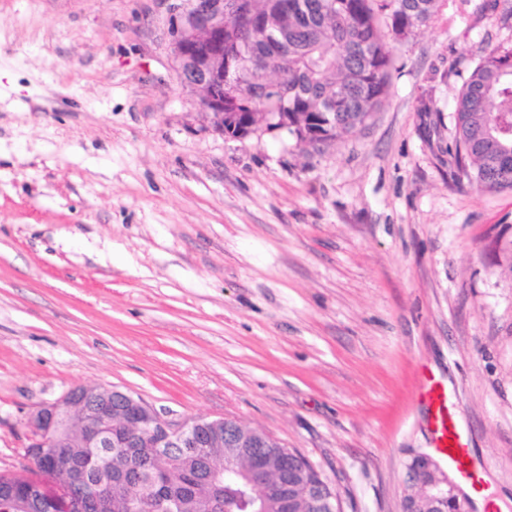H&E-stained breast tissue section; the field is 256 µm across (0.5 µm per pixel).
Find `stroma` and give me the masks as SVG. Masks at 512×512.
Masks as SVG:
<instances>
[{"label": "stroma", "instance_id": "stroma-1", "mask_svg": "<svg viewBox=\"0 0 512 512\" xmlns=\"http://www.w3.org/2000/svg\"><path fill=\"white\" fill-rule=\"evenodd\" d=\"M512 0H445L366 126L317 152L216 132L176 79L167 0H0V472L76 386L232 417L344 512H400L447 386L512 512V190L448 163L462 70Z\"/></svg>", "mask_w": 512, "mask_h": 512}]
</instances>
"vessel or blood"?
<instances>
[{"instance_id":"b4317fda","label":"vessel or blood","mask_w":512,"mask_h":512,"mask_svg":"<svg viewBox=\"0 0 512 512\" xmlns=\"http://www.w3.org/2000/svg\"><path fill=\"white\" fill-rule=\"evenodd\" d=\"M421 397L431 412L434 448L465 482L478 486L479 478L470 465V449L450 413L447 389L428 376L422 383Z\"/></svg>"}]
</instances>
